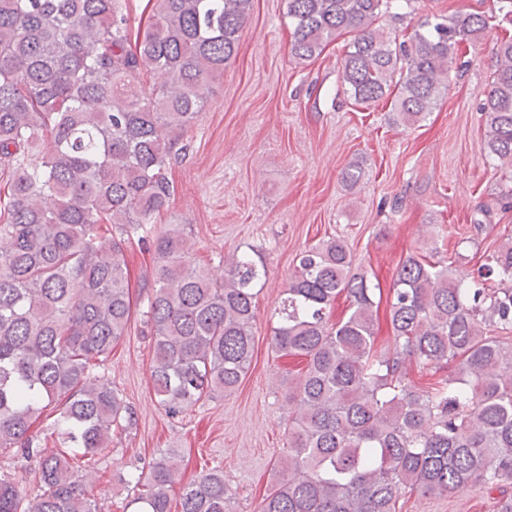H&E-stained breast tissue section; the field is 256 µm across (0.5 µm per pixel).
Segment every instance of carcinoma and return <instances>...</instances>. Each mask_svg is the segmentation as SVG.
I'll use <instances>...</instances> for the list:
<instances>
[{"label": "carcinoma", "mask_w": 512, "mask_h": 512, "mask_svg": "<svg viewBox=\"0 0 512 512\" xmlns=\"http://www.w3.org/2000/svg\"><path fill=\"white\" fill-rule=\"evenodd\" d=\"M124 0H0V454L35 462L37 486L0 476V512H102L96 474L131 411L104 362L141 311L153 336V398L177 416L248 373L263 263L197 264L175 225L151 247L146 297L129 286L126 240L169 205L167 169L237 56L252 0H153L130 34ZM401 0H286L292 54L344 46L354 102L391 99V121L426 119L461 44L492 16H442L408 40L380 24ZM483 156L512 167V36L494 45ZM146 74L161 82L147 86ZM439 248L409 254L377 344L376 284L340 238L299 253L272 327L287 386L288 448L257 512H401L407 495L512 485V237L465 273ZM348 302L330 322L331 305ZM445 375L421 389L412 367ZM52 408L47 448L31 434ZM133 512H171L179 467L163 453L135 480ZM224 470L183 486L178 512H232Z\"/></svg>", "instance_id": "carcinoma-1"}]
</instances>
